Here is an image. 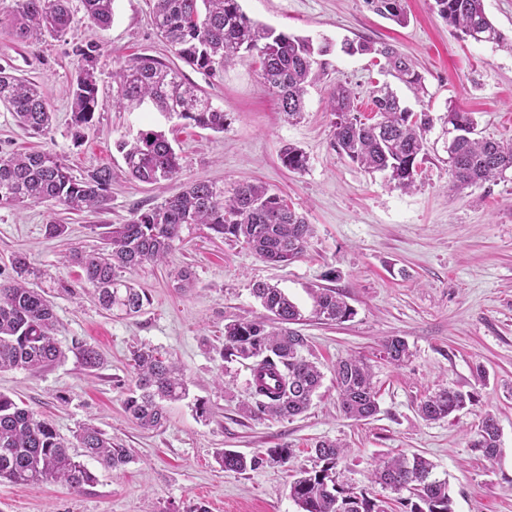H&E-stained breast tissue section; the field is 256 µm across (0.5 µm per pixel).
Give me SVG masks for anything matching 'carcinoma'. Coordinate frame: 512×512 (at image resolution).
<instances>
[{
    "label": "carcinoma",
    "mask_w": 512,
    "mask_h": 512,
    "mask_svg": "<svg viewBox=\"0 0 512 512\" xmlns=\"http://www.w3.org/2000/svg\"><path fill=\"white\" fill-rule=\"evenodd\" d=\"M154 24L166 44L183 62L214 76L236 62L258 58L263 87L277 97L279 111L288 122L301 119L307 87L324 74L329 46H314L299 37L252 21L239 0H152ZM404 0H365L381 16L404 25ZM87 17L100 27L113 18L114 0H82ZM433 9L463 39L494 44L512 50V41L488 18L484 0H433ZM73 23L69 0H14L10 26L15 38L38 44L46 37L65 34ZM344 51L374 52L384 58V69L398 78L414 95L424 91V77L414 62L388 45L378 48L366 41L348 42ZM81 56L75 80L68 86L71 99V136L80 142L93 122L98 107L97 47L78 49ZM375 115L363 119L354 107V92L338 83L329 94L333 121V146L368 173H381L394 188L415 187L426 156L427 133L435 122L451 125L458 135L445 146L448 154V187L460 192L470 186L503 178L512 171V146L475 137L476 121L470 112L453 107L433 116L403 105L388 86L372 90ZM152 105L165 114H176L185 124L224 131V111L180 71L151 57L125 61L112 71V107L135 112ZM0 106L11 112L17 125L34 136L53 126L50 112L36 83L0 68ZM125 172L147 184L178 177L180 156L162 130L140 129L116 142ZM280 160L290 171L307 169L309 159L297 146L287 144ZM112 169L97 167L80 176L50 151L13 153L0 157V206L52 203L71 212L99 210L108 200ZM202 224L215 236L243 242L261 259L289 264L305 251L312 234L304 216L262 182L238 184L230 189L196 179L163 203L134 213L126 224H114L103 236L97 252L73 248L65 262L78 266L100 306L127 317L140 314L148 295L124 279L122 273L146 264L163 263L180 239L183 226ZM12 274L0 278V371L25 369L37 372L65 358L56 333L58 322L51 301L43 291L28 286L34 275L26 257L11 260ZM252 294L267 312L261 320L239 319L224 324V361H248L252 404L242 407L253 417L268 415L294 418L311 406L323 374L303 351L306 340L292 325L302 321L299 308L277 286L257 282ZM313 315L321 321L343 323L354 315L351 306L331 288L313 290ZM384 357L398 364L408 356L400 337L383 340ZM72 352L87 370L103 365L99 351L86 343ZM132 379L124 400L126 413L143 429H155L167 420V405L188 395L182 368L151 347L131 351ZM336 388L343 412L357 420L377 412L372 372L357 356L340 360L335 369ZM475 394L443 387L423 400L418 408L426 421H439L474 404ZM73 445L55 427L32 410L20 407L0 393V479L16 484L60 482L80 493L96 481L88 467L75 460L70 448L106 470L127 464L131 449L112 443L92 423L76 431ZM473 447L492 459L500 448V429L495 417L486 414L476 432ZM314 466L303 467L290 482L291 497L302 512H386V501L363 491L346 501L342 469L344 446L323 440L313 448ZM293 450L271 448L267 456H246L226 451L220 462L227 472L244 473L264 465L284 466ZM434 465L420 455L399 454L382 458L369 473L370 482L399 494L415 496L410 512H452L448 480L433 473Z\"/></svg>",
    "instance_id": "1"
}]
</instances>
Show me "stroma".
<instances>
[{"label":"stroma","instance_id":"1","mask_svg":"<svg viewBox=\"0 0 512 512\" xmlns=\"http://www.w3.org/2000/svg\"><path fill=\"white\" fill-rule=\"evenodd\" d=\"M431 4L405 0L409 23L401 27L365 0H241L255 22L331 46L324 75L308 89L303 119L291 124L262 87L258 64L246 61L214 77L180 64L154 28L151 0H115L106 28L88 20L81 0H71L72 28L32 46L11 36L14 2L0 0V66L36 82L55 114L52 130L34 137L0 108V156L47 150L74 174L97 166L114 173L109 200L98 212L68 214L51 203L0 207V270L9 271L13 254H26L37 272L29 283L52 302L62 346L84 342L104 359L91 373L71 354L35 374L1 371L0 392L51 421L63 437L90 421L133 454L115 471L89 462L97 480L80 493L60 483L0 481V512H299L289 483L325 439L346 444L347 477L356 489L386 499L389 512L405 508L396 495L369 484L367 475L378 458L397 454L435 464L448 480L453 512H512V175L449 192L446 136L438 124L427 135V158L408 192L333 148L331 88L348 84L358 111L367 114L373 87L390 81L381 71L382 57L344 53L348 39L391 45L416 62L425 77V101L394 85L412 110L426 105L437 116L454 103L474 113L478 137L512 144L506 127L512 120V52L460 39ZM87 44L100 48L98 108L77 146L69 134L66 90L80 66L76 49ZM142 55L179 67L223 110V132L183 128L151 108L115 111L112 71ZM138 127L173 131L182 154L179 179L148 185L125 176L115 143ZM287 144L307 153L305 172L282 165L279 154ZM196 178L227 188L260 181L275 189L313 228L305 253L274 265L239 242L191 226L168 262L127 273L150 298L141 314L123 318L102 310L80 268L63 266L62 255L74 245L98 248L108 225L127 223L136 209L160 204ZM54 221L67 224L66 236H47ZM184 266L195 274L185 292L174 282ZM257 281L278 285L298 305L304 316L298 329L324 374L309 410L290 420L244 417L239 407L251 399L250 371L221 356L225 323L265 315L251 292ZM314 288L336 289L354 316L340 324L316 321ZM390 336L403 337L410 347L402 365L380 352ZM140 343L177 361L190 389L189 399L170 404L167 422L150 431L123 406L129 351ZM351 354L365 357L374 373L378 411L368 419L349 418L340 408L333 367ZM447 385L475 393V404L455 418L423 420L420 402ZM197 398L207 400L209 418L196 414ZM488 412L501 430V452L492 460L473 445ZM282 445L294 451L285 467L238 474L219 462L225 451L262 455Z\"/></svg>","mask_w":512,"mask_h":512}]
</instances>
